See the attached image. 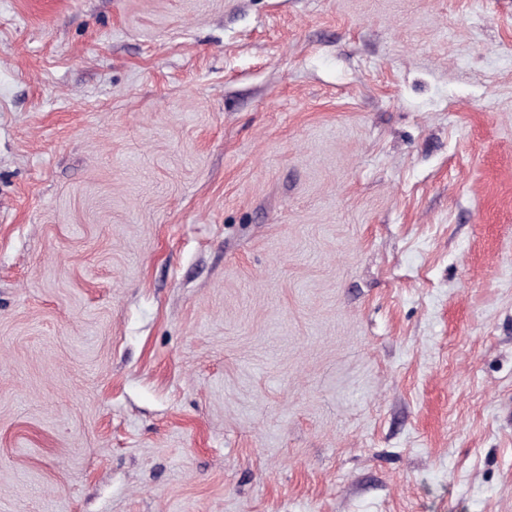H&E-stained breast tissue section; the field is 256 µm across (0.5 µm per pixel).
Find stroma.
Returning a JSON list of instances; mask_svg holds the SVG:
<instances>
[{"instance_id":"1","label":"stroma","mask_w":512,"mask_h":512,"mask_svg":"<svg viewBox=\"0 0 512 512\" xmlns=\"http://www.w3.org/2000/svg\"><path fill=\"white\" fill-rule=\"evenodd\" d=\"M0 512H512V0H0Z\"/></svg>"}]
</instances>
